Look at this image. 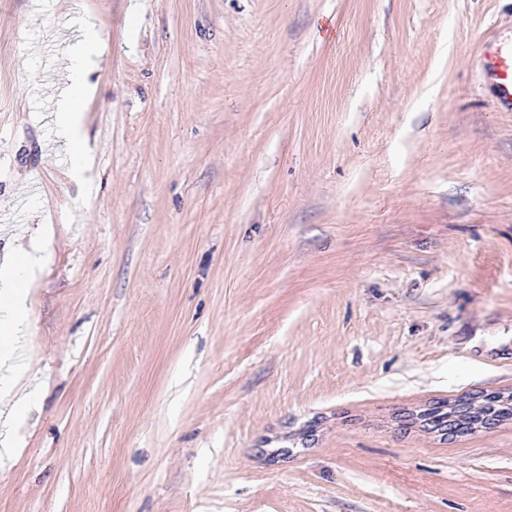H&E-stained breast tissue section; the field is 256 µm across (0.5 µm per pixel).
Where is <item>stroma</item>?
Segmentation results:
<instances>
[{
	"instance_id": "35a3bbf8",
	"label": "stroma",
	"mask_w": 512,
	"mask_h": 512,
	"mask_svg": "<svg viewBox=\"0 0 512 512\" xmlns=\"http://www.w3.org/2000/svg\"><path fill=\"white\" fill-rule=\"evenodd\" d=\"M102 42L82 182L48 110ZM512 0H0V258L44 244L0 512H512ZM490 70L499 80V87L504 102L512 98V50H500L491 60Z\"/></svg>"
}]
</instances>
